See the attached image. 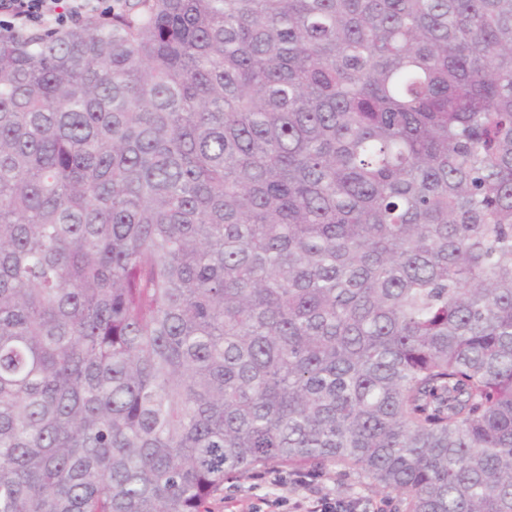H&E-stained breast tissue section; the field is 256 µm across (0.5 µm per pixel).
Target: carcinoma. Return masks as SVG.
I'll return each mask as SVG.
<instances>
[{"label": "carcinoma", "instance_id": "cac0c4a2", "mask_svg": "<svg viewBox=\"0 0 512 512\" xmlns=\"http://www.w3.org/2000/svg\"><path fill=\"white\" fill-rule=\"evenodd\" d=\"M331 463L512 512V0L0 35V512Z\"/></svg>", "mask_w": 512, "mask_h": 512}]
</instances>
